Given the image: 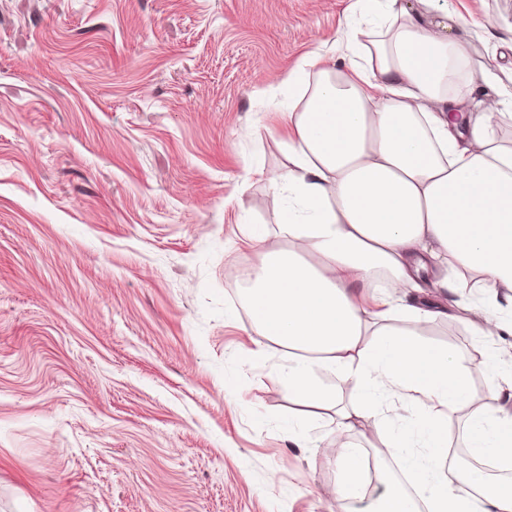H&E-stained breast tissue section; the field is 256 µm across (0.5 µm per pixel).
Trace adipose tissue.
<instances>
[{
	"mask_svg": "<svg viewBox=\"0 0 512 512\" xmlns=\"http://www.w3.org/2000/svg\"><path fill=\"white\" fill-rule=\"evenodd\" d=\"M419 2L353 0L341 65L312 53L289 74L285 244L226 277L254 334L286 348L277 379L305 406L335 408L337 433L370 421L428 512H512L511 481L443 463L448 418L463 409L471 455L512 464V386L472 405L458 356L422 338L443 310L406 301L424 276L444 295L512 292V147L496 135L512 89L469 70L448 0ZM397 317L410 327H391ZM322 369L353 383L357 401L337 404ZM417 404L424 413L407 421ZM326 452L338 493L363 499L359 448Z\"/></svg>",
	"mask_w": 512,
	"mask_h": 512,
	"instance_id": "1",
	"label": "adipose tissue"
}]
</instances>
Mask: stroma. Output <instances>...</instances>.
Listing matches in <instances>:
<instances>
[{
  "label": "stroma",
  "mask_w": 512,
  "mask_h": 512,
  "mask_svg": "<svg viewBox=\"0 0 512 512\" xmlns=\"http://www.w3.org/2000/svg\"><path fill=\"white\" fill-rule=\"evenodd\" d=\"M350 2L0 0V512H344L336 412L289 441L282 348L248 358L225 271L283 242V81ZM452 5L512 79V0ZM425 338L476 401L512 360L460 317Z\"/></svg>",
  "instance_id": "1"
}]
</instances>
